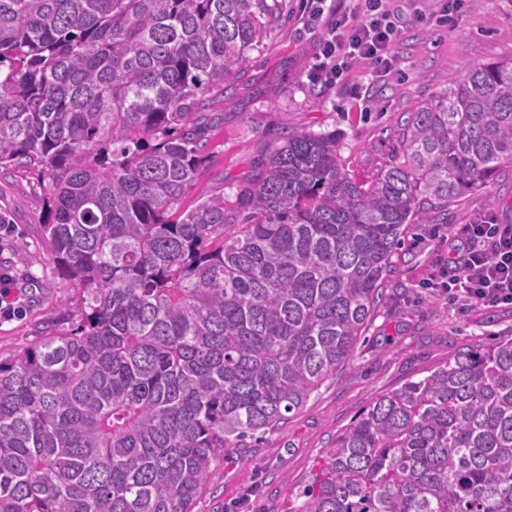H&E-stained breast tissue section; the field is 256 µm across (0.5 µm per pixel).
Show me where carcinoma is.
<instances>
[{"label":"carcinoma","mask_w":512,"mask_h":512,"mask_svg":"<svg viewBox=\"0 0 512 512\" xmlns=\"http://www.w3.org/2000/svg\"><path fill=\"white\" fill-rule=\"evenodd\" d=\"M268 0H0V167L47 179L42 236L78 320L0 362V512H194L229 438L349 363L404 225L512 165V62L412 113L363 183L290 131L180 210L206 111ZM296 512H512V339L375 399Z\"/></svg>","instance_id":"carcinoma-1"}]
</instances>
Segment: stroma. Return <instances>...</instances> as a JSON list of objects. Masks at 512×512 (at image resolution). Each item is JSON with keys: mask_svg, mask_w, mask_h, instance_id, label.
Here are the masks:
<instances>
[{"mask_svg": "<svg viewBox=\"0 0 512 512\" xmlns=\"http://www.w3.org/2000/svg\"><path fill=\"white\" fill-rule=\"evenodd\" d=\"M396 3L404 13L395 47L398 72L389 85L354 100L346 87L327 90L309 81L316 33L299 21L300 0H278L276 17L248 52L238 80L210 102L219 119L204 131L207 161L183 207L230 193L268 144L290 130L335 133L345 169L373 179L402 162L410 112L444 95L451 79L484 64L512 62V0H464L444 25L438 0ZM46 188L28 169L0 168V224L13 227L0 247V267L11 268L25 289L19 313L0 318L2 361L16 357L44 328L77 315L79 297L56 270L39 229L44 213L38 199ZM486 217L512 224V169L430 211L427 222L409 225L350 362L278 428L225 449L194 512H289L337 431L379 395L425 376L458 350L512 337V307L485 310L426 285L448 249L434 229Z\"/></svg>", "mask_w": 512, "mask_h": 512, "instance_id": "35a3bbf8", "label": "stroma"}]
</instances>
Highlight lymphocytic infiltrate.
I'll use <instances>...</instances> for the list:
<instances>
[{
    "instance_id": "obj_1",
    "label": "lymphocytic infiltrate",
    "mask_w": 512,
    "mask_h": 512,
    "mask_svg": "<svg viewBox=\"0 0 512 512\" xmlns=\"http://www.w3.org/2000/svg\"><path fill=\"white\" fill-rule=\"evenodd\" d=\"M301 11L320 29L311 80L331 87L358 65L370 68L373 82L391 77L401 35L391 0H303ZM447 239L453 254L430 283L446 280L450 295L486 309L512 305V224H464Z\"/></svg>"
}]
</instances>
